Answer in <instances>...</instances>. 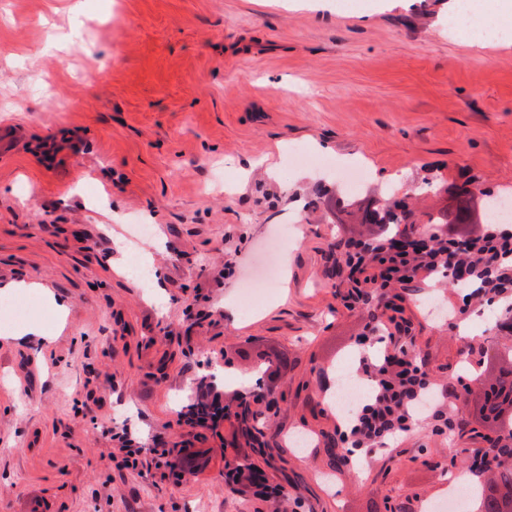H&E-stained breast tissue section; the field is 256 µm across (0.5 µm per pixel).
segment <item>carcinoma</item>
Instances as JSON below:
<instances>
[{"instance_id":"1","label":"carcinoma","mask_w":512,"mask_h":512,"mask_svg":"<svg viewBox=\"0 0 512 512\" xmlns=\"http://www.w3.org/2000/svg\"><path fill=\"white\" fill-rule=\"evenodd\" d=\"M470 183L472 180L468 179L458 187L448 207L435 214L426 213L427 220L410 228L404 226V221L414 211L405 196L335 201L338 213L372 228L363 241L336 239L332 252L339 270L347 271L344 281L336 287V295L345 307L359 308L367 316L366 332L358 337V344L379 341L388 323L394 332L389 334V345L381 352L378 363L363 370L375 395L364 406L368 414L360 417L348 433L338 430L323 434L329 468L334 471L349 465L353 449L374 447L386 436L417 422V399L427 384V376L420 368L421 348L413 323L405 316L404 303L419 272L453 287L448 274L451 251L455 263L470 274L469 298L481 302L512 295V234L507 235L508 250L500 253L497 268L489 269L484 246L486 241L498 239L499 234L490 233L480 241L462 236L450 240L443 230L448 224L490 223V195L484 190L477 194L467 191L466 185ZM275 405L274 399L260 397L254 391L234 395L230 404L224 406V418L232 421L234 427L224 446L236 448L241 439L247 444L260 443L266 437L261 429L263 419ZM432 419L431 432L437 436L459 435L465 428L456 406L436 410ZM470 439L493 449L498 460L493 471L495 479L490 482H482L484 472L480 469L469 466L464 471L478 500V512H512V432L489 439L474 431ZM225 469L234 492L241 493L246 486L268 489L264 471L246 457L226 460Z\"/></svg>"}]
</instances>
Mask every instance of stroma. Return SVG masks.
Wrapping results in <instances>:
<instances>
[{"label":"stroma","instance_id":"obj_1","mask_svg":"<svg viewBox=\"0 0 512 512\" xmlns=\"http://www.w3.org/2000/svg\"><path fill=\"white\" fill-rule=\"evenodd\" d=\"M454 2L0 0V302L34 281L65 307L36 303L49 342L0 338V512H267L224 482L228 421L179 420L244 374L278 399L251 458L288 512L444 496L473 443L429 435L426 415L327 465L326 391L357 370L367 319L328 273L323 197L427 179L440 209L469 178L512 196V43L449 32ZM134 221L160 306L116 271ZM463 298L424 285L405 302L436 393L512 348L486 317L471 341L429 309ZM122 431L165 440L171 466L122 468Z\"/></svg>","mask_w":512,"mask_h":512}]
</instances>
